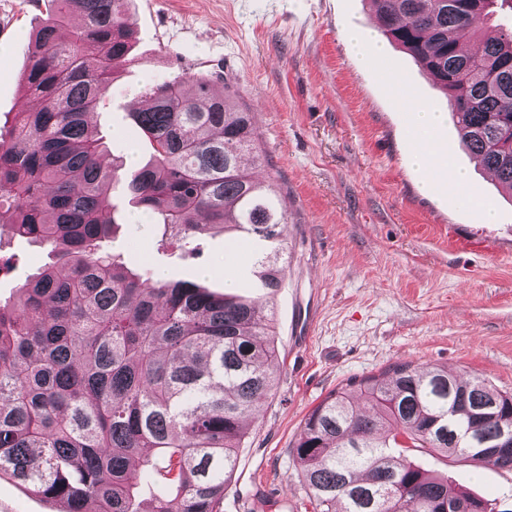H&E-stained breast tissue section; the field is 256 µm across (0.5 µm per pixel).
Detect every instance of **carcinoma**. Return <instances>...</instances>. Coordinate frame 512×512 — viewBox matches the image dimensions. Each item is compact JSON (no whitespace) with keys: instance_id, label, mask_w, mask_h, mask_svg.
<instances>
[{"instance_id":"1","label":"carcinoma","mask_w":512,"mask_h":512,"mask_svg":"<svg viewBox=\"0 0 512 512\" xmlns=\"http://www.w3.org/2000/svg\"><path fill=\"white\" fill-rule=\"evenodd\" d=\"M129 0H50L33 32L23 87L40 100L0 133V224L48 246L56 264L0 305V475L62 512H224L250 422L272 394L274 308L190 280L124 269L101 243L116 233L109 187L160 218L184 248L205 233L285 238L251 113L195 78L150 84L130 113L151 148L131 171L103 163L92 120L102 89L129 63ZM385 37L448 97L464 146L512 192V0H370ZM466 31L481 51L462 49ZM465 98L460 111L454 101ZM286 268L259 261L272 298ZM495 412L475 423V409ZM512 425V395L409 362L330 393L293 448L315 512H447L471 498L418 465L430 451L512 471L474 440ZM157 482L142 489V469Z\"/></svg>"}]
</instances>
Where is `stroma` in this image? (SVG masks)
<instances>
[{
	"label": "stroma",
	"instance_id": "obj_1",
	"mask_svg": "<svg viewBox=\"0 0 512 512\" xmlns=\"http://www.w3.org/2000/svg\"><path fill=\"white\" fill-rule=\"evenodd\" d=\"M135 65L102 94L95 132L105 159L128 165L150 156L129 114L145 86L222 70L239 106L252 112L265 154L261 169L288 217L284 244L223 233L193 256L160 248L161 225L111 199L120 225L105 251L129 269L192 280L214 291L265 301L255 286L261 257L280 251L286 267L274 297L277 382L239 454L224 512H313L293 447L306 415L329 393L400 362L476 377L512 394V195L465 150L454 122L438 150L464 187L437 196L405 135L414 107L447 112V100L413 58L387 41L368 0H130ZM44 0H0V127L38 102L22 88L30 32ZM368 34L385 53L367 67L346 44ZM496 220L484 223L482 207ZM0 303L50 262L46 247L0 226ZM426 469L451 474L473 496L512 501V471L423 455ZM59 505L0 477V512H58Z\"/></svg>",
	"mask_w": 512,
	"mask_h": 512
}]
</instances>
